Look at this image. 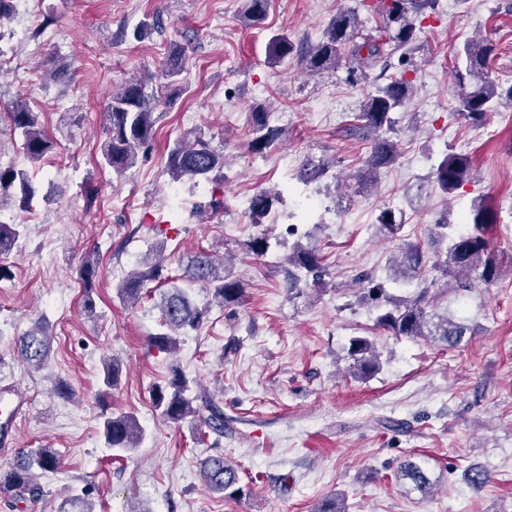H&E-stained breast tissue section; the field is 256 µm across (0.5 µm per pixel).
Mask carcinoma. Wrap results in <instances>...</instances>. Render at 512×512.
Segmentation results:
<instances>
[{"label":"carcinoma","instance_id":"1","mask_svg":"<svg viewBox=\"0 0 512 512\" xmlns=\"http://www.w3.org/2000/svg\"><path fill=\"white\" fill-rule=\"evenodd\" d=\"M375 18L377 35L364 37L358 9L353 7L339 12L330 21L324 37L303 53L302 62L312 72H334L344 61L356 65L363 74L378 71L376 80L386 77L392 67L391 60L398 57L402 67L400 76L391 77L384 85L376 86L363 100L356 123L345 128L346 136L369 144L365 164L356 175L359 188L367 187L378 173L390 166L397 158V144L390 133L398 123L397 111L411 97L414 83L407 78L410 72L408 59L418 38L422 24L437 15L438 0H361ZM244 15L251 23H259L266 15L269 0H246ZM496 45L489 39L464 42L457 51V60L462 66L455 69L454 78L458 86L454 98L453 113L472 126L485 123L494 103L506 99L512 104V85L504 89L489 76V64ZM294 51L286 34H276L269 40L268 61L278 64ZM186 55L184 49L175 46L170 51L158 78L167 86L179 90L187 89ZM153 76L146 79H130L112 90L104 112L106 141L102 148L105 165L121 175L135 166L141 149L151 140L156 123L154 97L147 87ZM272 113L257 106L251 112L249 147L261 154L279 137L281 129L271 125ZM13 131L21 136V148L26 157L37 162L56 148V144L44 133L37 113L30 110L20 99L10 112ZM167 171L172 180L189 177L197 182L211 185L210 206L212 212L224 211V154L211 146L200 132H190L176 140L167 154ZM471 162L468 156L446 153L434 168L435 182L439 189L453 195L469 180ZM35 190L28 174L13 166H0V206L4 198L19 196V210L27 212L32 207ZM283 203L279 192L261 190L251 199L250 212L256 218L270 214ZM499 221L496 208L482 200L472 203L465 216L464 227L443 219L433 225L432 235L448 240L443 253H428L417 243L403 239L405 215L394 206L380 210L377 216L379 234L399 247L389 257L390 281L409 288L402 295H394L386 283L370 273H363L359 280L361 288L357 303L375 313L374 326L395 337L428 338L450 348L461 344L464 337L473 331L462 317L438 309L439 296L443 289L437 287L439 279L452 280L464 290L479 284L493 283L499 274V261L490 250L486 237V226ZM24 232V222L13 224L0 222V258L9 255ZM246 251L254 256L266 254L270 247L267 234L250 238ZM96 266L90 262L80 268L84 284V307L95 312L91 297ZM324 276L323 257L311 245L297 243L288 255L285 282L288 300L296 302L312 298L311 287L318 285ZM184 280L199 283L207 290L211 299L199 304L190 291L175 282V277H165L161 259L145 258L139 267L123 278L117 288L118 296L130 303L139 302L148 293V285L167 287L161 294L159 309L162 331L152 335L148 344L152 348L168 351L176 348L178 336L197 332L207 322L211 306L226 307L239 303L245 294L244 284L233 275L225 261L210 254H199L188 260ZM50 355V338L40 325L32 328L21 339V356L34 369L43 367ZM347 356L350 359V375L365 382L377 374L382 366L381 356L375 342L368 336H353L349 340ZM122 373L119 359L111 358L103 366V384L114 386ZM197 386L189 380L179 367L171 369L167 385L157 386L153 391L154 408L164 419L178 423L191 419L196 426L197 440L205 442L210 436L224 437V408L214 395L205 391H193ZM103 434L107 447L119 456L140 445L144 430L131 414L106 415L103 417ZM58 464L56 452L51 448H36L20 464L5 474H0V495L24 496L34 500L42 495L37 471H52ZM203 475L209 490L219 492L228 499L243 496L239 471L222 455H211L202 462ZM400 477L409 481L414 489L426 494L432 481L427 470L415 462L401 467ZM61 512H95L90 493L74 495L66 499Z\"/></svg>","mask_w":512,"mask_h":512}]
</instances>
